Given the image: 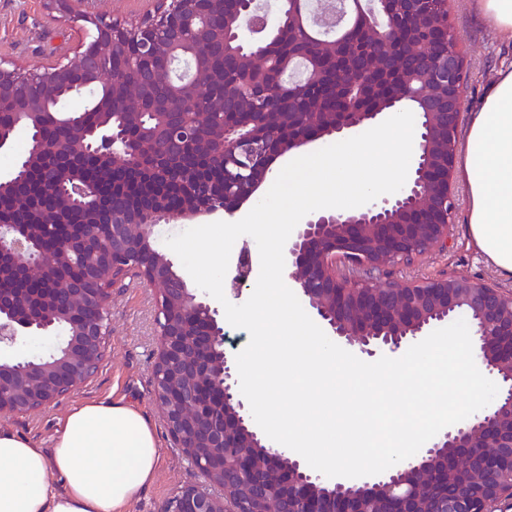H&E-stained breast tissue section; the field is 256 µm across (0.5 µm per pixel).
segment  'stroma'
Returning a JSON list of instances; mask_svg holds the SVG:
<instances>
[{"instance_id": "stroma-1", "label": "stroma", "mask_w": 512, "mask_h": 512, "mask_svg": "<svg viewBox=\"0 0 512 512\" xmlns=\"http://www.w3.org/2000/svg\"><path fill=\"white\" fill-rule=\"evenodd\" d=\"M451 27L466 60L464 94L467 110L478 108L484 86L493 72L512 62V47L475 17L472 0H453ZM85 33L52 10L47 0H0V61L21 69L45 68L63 56H74ZM460 199L454 222L452 248L433 250L411 264L396 267L398 279H422L465 274L512 290V278L498 272L473 247L467 232V190L456 184ZM109 342L95 375L76 393L61 398L54 407L26 415H0V427L31 439L38 447H52L65 416L86 401H119L140 411L153 426L161 462L152 484L123 512H165L173 495L201 477L176 448L152 395L151 378L157 348L156 295L135 275H127L112 290L107 305Z\"/></svg>"}]
</instances>
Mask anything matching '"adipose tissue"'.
Returning a JSON list of instances; mask_svg holds the SVG:
<instances>
[{
	"mask_svg": "<svg viewBox=\"0 0 512 512\" xmlns=\"http://www.w3.org/2000/svg\"><path fill=\"white\" fill-rule=\"evenodd\" d=\"M456 175L468 189L473 246L512 276V64L497 71L472 112ZM159 465L143 414L86 402L67 415L50 448L0 428V512H121Z\"/></svg>",
	"mask_w": 512,
	"mask_h": 512,
	"instance_id": "obj_1",
	"label": "adipose tissue"
}]
</instances>
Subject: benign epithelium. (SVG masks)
Instances as JSON below:
<instances>
[{
	"label": "benign epithelium",
	"mask_w": 512,
	"mask_h": 512,
	"mask_svg": "<svg viewBox=\"0 0 512 512\" xmlns=\"http://www.w3.org/2000/svg\"><path fill=\"white\" fill-rule=\"evenodd\" d=\"M86 31L74 58L28 71L0 64V103L8 101L16 122L31 131L29 153L0 180L12 188L35 163H50L78 152H92L112 167L148 175L157 151L181 153L198 134L200 145L231 156L260 151L256 133L242 127L211 126L197 106L209 86L214 57L249 64L254 75L266 66L259 47L279 27L270 21L266 0H244L242 13L226 36L219 0H170L156 18L138 26V53L165 57L164 70L132 65L123 79L122 111L143 122H159L142 141H129L122 129L102 124L81 130L71 149L42 138L35 115H54L52 103L64 96L94 92L112 74V52L126 43L129 27L108 21L89 0H51ZM349 0H330L319 23L335 25ZM447 54L430 58L412 48L403 60L402 92L371 112H339L336 121L288 138L286 154L327 137H342L408 102L416 121V164L396 194L348 210H317L296 226L284 247L288 280L343 349L368 362L395 355L456 317L471 330L473 357L480 372L499 388L494 400L467 419L441 430L414 456L370 478L324 480L303 461L277 448L252 421L240 392L235 356L226 352L224 327L205 297L188 286L173 262L154 245V227L218 212L233 217L256 201L273 162L265 171L244 175L224 193L235 205L216 206L197 195L178 211L153 206L133 209L117 200L100 237L86 227L92 243L81 258V278L51 289L50 305L0 298V350L22 336H55L44 351L0 362V413L22 415L45 409L74 393L95 374L105 352V310L114 285L133 272L159 293V336L152 370V392L176 447L199 471L204 484L179 490L166 512H506L512 505V291L472 277L451 275L399 281L393 268L435 248L454 245L458 199L453 188L459 131L463 121L465 58L451 25ZM377 52L359 57L356 46H336V92L377 83L391 51L388 23L374 26ZM316 72L300 65L288 82L306 90ZM167 84L171 92L155 93ZM66 204L86 223L95 212L87 183L61 184ZM15 264L27 276L41 277L55 258L45 255L26 226L0 223V263ZM253 272L248 248L227 272L224 288L241 296ZM251 482L252 505L237 501L233 485Z\"/></svg>",
	"instance_id": "1"
}]
</instances>
